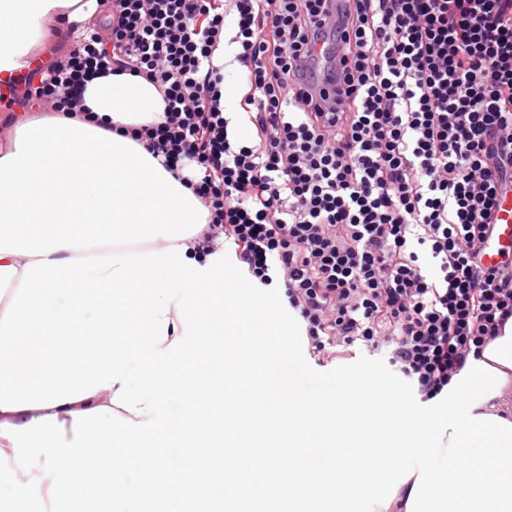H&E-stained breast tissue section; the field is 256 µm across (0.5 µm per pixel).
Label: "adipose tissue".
Returning <instances> with one entry per match:
<instances>
[{"instance_id": "1", "label": "adipose tissue", "mask_w": 512, "mask_h": 512, "mask_svg": "<svg viewBox=\"0 0 512 512\" xmlns=\"http://www.w3.org/2000/svg\"><path fill=\"white\" fill-rule=\"evenodd\" d=\"M110 0H0V80L36 65L35 49L58 22L80 30L111 18ZM89 115L32 118L0 150V314L28 263L80 258L95 249L144 253L200 242L209 211L124 128L162 122L157 85L128 74L88 82Z\"/></svg>"}]
</instances>
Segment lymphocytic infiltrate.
<instances>
[{"mask_svg": "<svg viewBox=\"0 0 512 512\" xmlns=\"http://www.w3.org/2000/svg\"><path fill=\"white\" fill-rule=\"evenodd\" d=\"M112 0L0 102L81 112L85 84L159 86L131 129L209 211L259 286L281 282L317 353H387L422 400L512 319V259L485 265L512 193V0ZM246 69L237 139L213 57ZM339 62L322 68L316 45Z\"/></svg>", "mask_w": 512, "mask_h": 512, "instance_id": "1", "label": "lymphocytic infiltrate"}]
</instances>
